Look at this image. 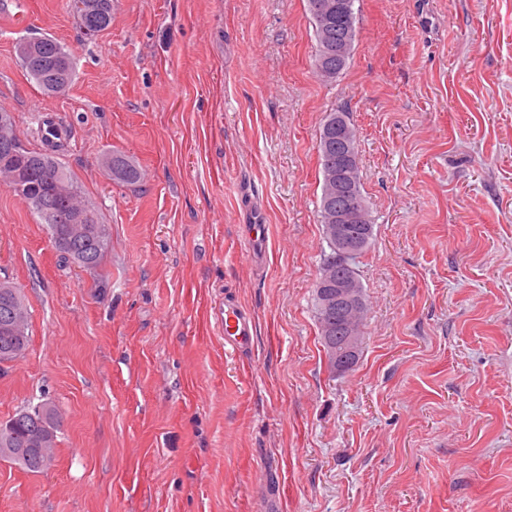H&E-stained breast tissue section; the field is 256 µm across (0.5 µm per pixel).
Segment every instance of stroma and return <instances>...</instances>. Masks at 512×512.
<instances>
[{
    "label": "stroma",
    "instance_id": "stroma-1",
    "mask_svg": "<svg viewBox=\"0 0 512 512\" xmlns=\"http://www.w3.org/2000/svg\"><path fill=\"white\" fill-rule=\"evenodd\" d=\"M10 2L0 110L34 150L41 112L69 126L55 154L111 240L80 268L0 183V279L31 336L0 366V423L61 417L43 471L0 459V512H512V0H359L328 84L306 0H114L94 37L69 0ZM44 33L76 62L52 96L16 51ZM341 107L374 237L364 343L334 374L317 136ZM242 191L267 212L261 263ZM228 298L251 351L224 344ZM104 167L110 172L114 182L133 186L140 181L139 169L124 154L108 153L104 158Z\"/></svg>",
    "mask_w": 512,
    "mask_h": 512
}]
</instances>
